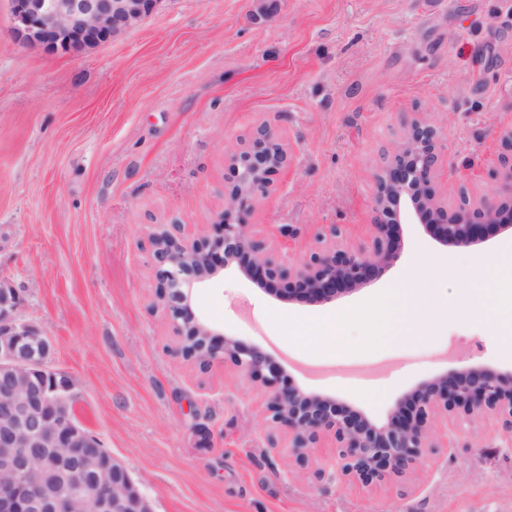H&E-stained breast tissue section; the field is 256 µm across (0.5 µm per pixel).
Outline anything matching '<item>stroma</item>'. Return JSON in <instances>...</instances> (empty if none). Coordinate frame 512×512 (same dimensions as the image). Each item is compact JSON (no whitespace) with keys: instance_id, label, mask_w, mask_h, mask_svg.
<instances>
[{"instance_id":"35a3bbf8","label":"stroma","mask_w":512,"mask_h":512,"mask_svg":"<svg viewBox=\"0 0 512 512\" xmlns=\"http://www.w3.org/2000/svg\"><path fill=\"white\" fill-rule=\"evenodd\" d=\"M254 8L159 0L136 27L74 56L19 45L0 0V277L22 290L19 317L48 336L78 420L153 512H512V438L492 418L438 424L437 449L382 489L337 472L328 437L298 468L260 384L231 364L203 373L172 354L149 244L159 224L196 234L213 223L225 158L262 121L292 162L250 222L287 262L324 225H345V245L369 240L373 172L412 118L447 130L437 198L485 195L499 131L512 125V0H276L265 22ZM400 234L395 264L335 302L276 298L227 270L196 290L194 309L270 352L284 384L377 422L421 381L467 364L512 367V314L461 317L455 278L436 285L449 302L441 315L414 289L418 319L434 325L414 340L363 350L351 322L342 333L355 347L338 358L323 332L290 336L289 318L362 304L421 258L512 267L500 234L469 251L441 247L418 224Z\"/></svg>"}]
</instances>
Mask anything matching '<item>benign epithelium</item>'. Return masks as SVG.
<instances>
[{
	"instance_id": "obj_1",
	"label": "benign epithelium",
	"mask_w": 512,
	"mask_h": 512,
	"mask_svg": "<svg viewBox=\"0 0 512 512\" xmlns=\"http://www.w3.org/2000/svg\"><path fill=\"white\" fill-rule=\"evenodd\" d=\"M15 40L46 52L80 54L137 26L158 0H8ZM443 128L422 119L406 124L374 175L369 245L339 243L343 228L323 226L321 246L291 264L248 218L266 198L291 155L271 126L256 124L224 165V212L215 234L189 238L183 224H160L150 237L155 296L176 335L172 353L201 371L224 361L267 393L269 420L288 435L296 461L328 436L336 469L364 487L402 480L433 447L435 421L495 418L512 432V369L469 364L419 383L397 400L386 422L351 413L335 400L283 384L281 365L266 351L214 327L192 308L194 290L235 265L267 293L297 302H331L370 283L401 252V218L422 224L445 247L471 248L489 230L512 234V126L504 131L488 177L494 189L474 201L461 189L454 206L435 197L442 167ZM19 289L0 278V512H153L117 461L93 452L100 440L77 419L73 383L49 363L47 336L16 312Z\"/></svg>"
}]
</instances>
